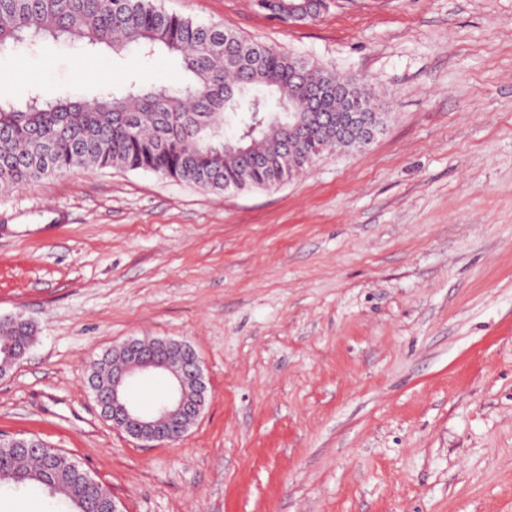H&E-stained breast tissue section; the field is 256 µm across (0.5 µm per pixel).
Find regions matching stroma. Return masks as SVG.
<instances>
[{"label": "stroma", "instance_id": "35a3bbf8", "mask_svg": "<svg viewBox=\"0 0 512 512\" xmlns=\"http://www.w3.org/2000/svg\"><path fill=\"white\" fill-rule=\"evenodd\" d=\"M162 4L364 80L387 122L266 190L77 169L0 191V317L36 327L0 435L62 450L125 512H512V0H333L290 26ZM18 53V106L186 78L164 51ZM143 336L204 364L173 444L114 429L86 384Z\"/></svg>", "mask_w": 512, "mask_h": 512}]
</instances>
